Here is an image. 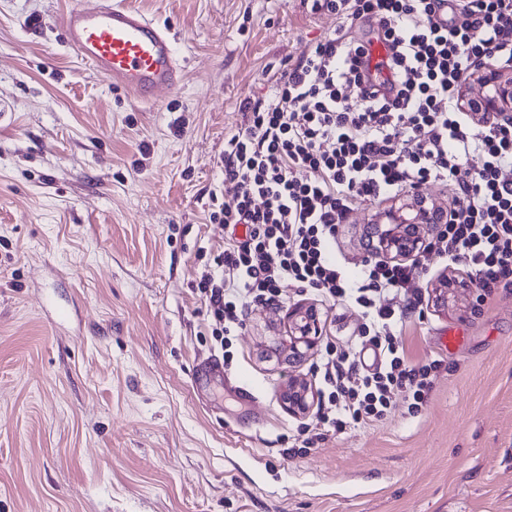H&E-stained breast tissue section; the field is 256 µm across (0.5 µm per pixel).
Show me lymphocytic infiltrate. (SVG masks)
<instances>
[{"mask_svg":"<svg viewBox=\"0 0 512 512\" xmlns=\"http://www.w3.org/2000/svg\"><path fill=\"white\" fill-rule=\"evenodd\" d=\"M310 13L342 21L304 50L264 95L241 101V127L224 140V178L236 194L211 220L229 235L203 274L213 336L242 331L254 303L284 285L311 288L363 310V333L382 361L365 369L355 347H327L328 389L318 426L342 432L383 420L402 393L417 414L441 363L408 360L402 335L421 297L427 270L367 257L349 276L332 257L336 234L357 201L452 187L448 221L428 254L462 264L487 302L512 288V120L474 118L461 88L485 62H512V0H304ZM364 20L386 46L370 64ZM476 168L465 165L468 156Z\"/></svg>","mask_w":512,"mask_h":512,"instance_id":"1","label":"lymphocytic infiltrate"}]
</instances>
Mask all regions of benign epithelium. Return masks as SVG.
<instances>
[{
  "label": "benign epithelium",
  "mask_w": 512,
  "mask_h": 512,
  "mask_svg": "<svg viewBox=\"0 0 512 512\" xmlns=\"http://www.w3.org/2000/svg\"><path fill=\"white\" fill-rule=\"evenodd\" d=\"M473 84L478 92H466L461 102L469 112L494 115L512 112V70L488 67L474 76ZM387 223L375 226L377 246L375 255L385 259L401 260L422 252L426 245L425 229L433 224H442L447 214L426 203H415L409 212L390 210L384 214ZM436 302L443 308L458 298L459 288L452 281H444L436 288ZM291 336H289L288 356L298 357L314 348L321 335L317 315L301 306L288 311ZM314 396L310 386L301 380L292 382L283 395V404L291 412L310 408Z\"/></svg>",
  "instance_id": "1"
}]
</instances>
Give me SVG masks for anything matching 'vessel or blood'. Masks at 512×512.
Instances as JSON below:
<instances>
[{
    "mask_svg": "<svg viewBox=\"0 0 512 512\" xmlns=\"http://www.w3.org/2000/svg\"><path fill=\"white\" fill-rule=\"evenodd\" d=\"M61 25L65 43L103 80L144 100L180 87L174 36L126 0H99L93 10L73 6Z\"/></svg>",
    "mask_w": 512,
    "mask_h": 512,
    "instance_id": "1",
    "label": "vessel or blood"
}]
</instances>
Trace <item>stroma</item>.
I'll list each match as a JSON object with an SVG mask.
<instances>
[{
	"label": "stroma",
	"mask_w": 512,
	"mask_h": 512,
	"mask_svg": "<svg viewBox=\"0 0 512 512\" xmlns=\"http://www.w3.org/2000/svg\"><path fill=\"white\" fill-rule=\"evenodd\" d=\"M176 36L177 92L154 102L97 77L63 40L72 0H0V512H512V291L440 310L466 279L438 257L417 281L412 362L440 360L409 415L303 450L281 398L324 383L323 347L363 340L360 309L284 286L222 346L195 291L224 247V138L241 100L330 34L302 0H129ZM401 198L356 203L336 237L354 273ZM321 345L288 355L286 313ZM456 333L460 342L442 338ZM224 365L197 376L199 361ZM291 336H289L288 355L299 357L313 349L321 335V327L317 315L302 306H296L288 311Z\"/></svg>",
	"instance_id": "1"
}]
</instances>
